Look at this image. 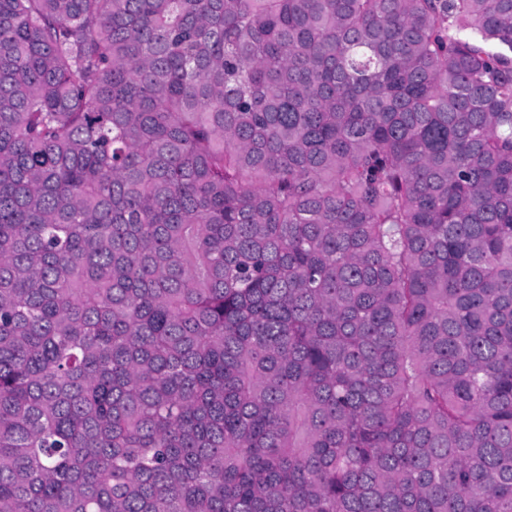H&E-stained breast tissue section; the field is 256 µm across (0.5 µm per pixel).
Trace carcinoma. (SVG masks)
Here are the masks:
<instances>
[{
  "instance_id": "cac0c4a2",
  "label": "carcinoma",
  "mask_w": 512,
  "mask_h": 512,
  "mask_svg": "<svg viewBox=\"0 0 512 512\" xmlns=\"http://www.w3.org/2000/svg\"><path fill=\"white\" fill-rule=\"evenodd\" d=\"M0 512H512V0H0Z\"/></svg>"
}]
</instances>
